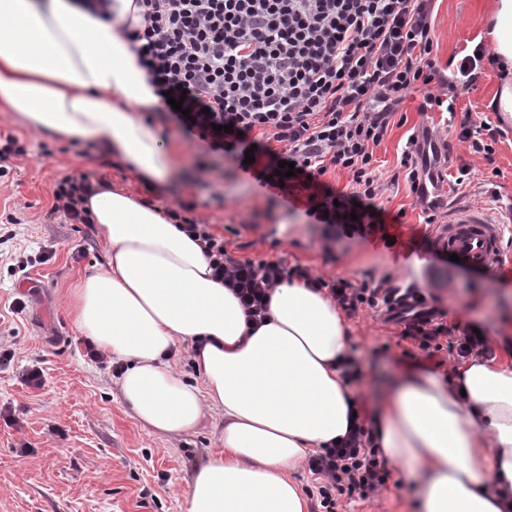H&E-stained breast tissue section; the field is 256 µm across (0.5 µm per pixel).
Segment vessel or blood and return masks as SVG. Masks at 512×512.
<instances>
[{"label":"vessel or blood","mask_w":512,"mask_h":512,"mask_svg":"<svg viewBox=\"0 0 512 512\" xmlns=\"http://www.w3.org/2000/svg\"><path fill=\"white\" fill-rule=\"evenodd\" d=\"M512 226V210L492 216L479 209L463 207L448 216V228L438 247L447 255H458L461 262L483 271L504 263V230ZM437 307L427 289H419L395 302L386 312L389 320L404 323L436 313Z\"/></svg>","instance_id":"obj_1"}]
</instances>
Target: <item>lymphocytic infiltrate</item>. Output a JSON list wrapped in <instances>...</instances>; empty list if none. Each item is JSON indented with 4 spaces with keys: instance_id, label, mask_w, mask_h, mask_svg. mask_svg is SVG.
<instances>
[{
    "instance_id": "f902f5d3",
    "label": "lymphocytic infiltrate",
    "mask_w": 512,
    "mask_h": 512,
    "mask_svg": "<svg viewBox=\"0 0 512 512\" xmlns=\"http://www.w3.org/2000/svg\"><path fill=\"white\" fill-rule=\"evenodd\" d=\"M434 0H140L142 28L128 31L156 92L183 101L148 113L147 122L178 130L203 158L199 174L213 170V158L232 161L246 181L286 211L303 212L324 227L326 241L337 234L366 237L385 224L376 203L383 185L374 150L384 140L399 105L422 92L421 111L454 112L458 97L472 89L484 67L500 62L483 45L441 74L433 55ZM446 87V95L432 85ZM501 129L464 118L458 138L491 163ZM254 163H246V151ZM294 163L282 179L280 161ZM347 172L349 188L327 179ZM90 174L66 175L53 188L52 213L72 224H92L84 204ZM195 203L165 206L171 223L195 237L212 278L239 300L247 321L261 323L274 289L299 281L328 292L354 315L359 308L390 305L409 288L392 274L355 284L325 280L308 267L281 259L234 258L223 237L194 215ZM415 351L441 350L459 359L486 355L488 339L473 328L432 317L405 323L400 333ZM347 436L310 456L311 474L322 478L317 491L324 512H336L337 497L367 498L386 488L392 472L378 455L374 420L364 404Z\"/></svg>"
}]
</instances>
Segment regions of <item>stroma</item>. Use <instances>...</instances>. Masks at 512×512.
<instances>
[{
  "label": "stroma",
  "instance_id": "obj_1",
  "mask_svg": "<svg viewBox=\"0 0 512 512\" xmlns=\"http://www.w3.org/2000/svg\"><path fill=\"white\" fill-rule=\"evenodd\" d=\"M490 0H437L432 23L439 68L449 57L472 51L485 39L484 20ZM497 71L488 69L455 105L457 115L497 121L489 103L497 90ZM419 95L399 108L403 124H391L375 148L378 170L387 187L377 203L385 209L389 231L398 245L346 236L324 250L323 227L307 223L303 214L269 208L264 196L242 181L231 162L220 165L214 187L184 190L183 179L195 176V147L178 131L167 143L179 150L180 166L171 183L148 184L114 162L104 141L74 142L25 127L18 116L0 112V132L19 137L26 156L14 159L0 180V226L13 220V239L0 245V348L14 359L0 370V512H186L183 488L193 469L219 450L223 415L207 410L198 426L179 435L161 436L140 423L124 404L110 368L90 360L85 338L64 306L66 288L78 277L103 268L109 247L97 228L70 224L51 214L53 185L67 174L88 172L103 183L121 187L139 199L158 197L171 204L194 200L196 213L210 230L224 237L239 259L280 258L309 267L314 274L361 282L368 274L389 272L398 280L431 291L448 323L482 328L495 359L512 364V262L476 272L460 262L442 260L436 242L447 218L423 223L406 180H395L399 159L411 133L429 131L436 145H447L440 162L443 180L430 193L449 206L475 205L495 215L512 210V135L496 146L500 170L491 192L478 184L454 188L458 168L476 173L485 161L448 128V113L418 112ZM224 196L216 203L211 191ZM271 217L254 218V211ZM48 254L45 263L37 262ZM32 256L26 271H9L11 257ZM26 308L11 313L14 298ZM351 343L361 362L362 378L354 384L358 397L372 401L380 382L401 368L398 344L401 324L382 311L364 309L347 318ZM40 362L44 387L22 384V367ZM394 484L361 500L339 496V512H422L412 484L393 471Z\"/></svg>",
  "mask_w": 512,
  "mask_h": 512
}]
</instances>
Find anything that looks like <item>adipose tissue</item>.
<instances>
[{
    "label": "adipose tissue",
    "instance_id": "adipose-tissue-1",
    "mask_svg": "<svg viewBox=\"0 0 512 512\" xmlns=\"http://www.w3.org/2000/svg\"><path fill=\"white\" fill-rule=\"evenodd\" d=\"M112 11L106 21L74 0H0V105L37 132L104 140L127 169L163 184L179 156L141 116L160 101L123 34L140 27L142 10L113 0ZM487 37L512 68V0H493ZM88 206L110 255L71 304L83 336L125 363L123 401L160 434L194 429L208 408L224 414L222 449L186 482L187 512H307L290 474L345 436L356 406L335 304L285 283L249 329L159 205L103 184ZM182 342L199 385L169 361ZM374 419L380 457L413 483L423 512H512V365L475 357L449 378L433 369L395 378Z\"/></svg>",
    "mask_w": 512,
    "mask_h": 512
}]
</instances>
